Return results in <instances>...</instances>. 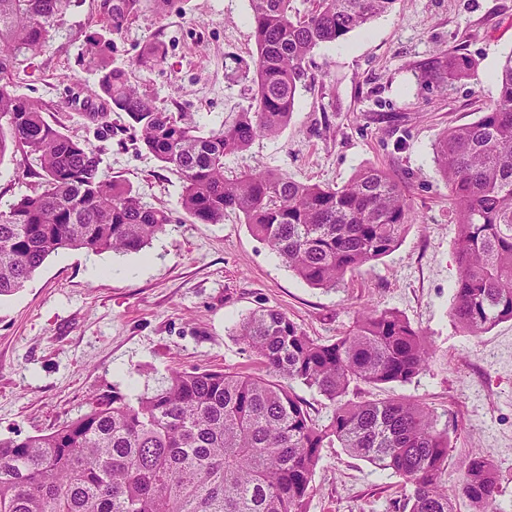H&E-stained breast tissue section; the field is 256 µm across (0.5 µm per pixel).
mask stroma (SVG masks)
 Returning <instances> with one entry per match:
<instances>
[{
  "instance_id": "obj_1",
  "label": "stroma",
  "mask_w": 512,
  "mask_h": 512,
  "mask_svg": "<svg viewBox=\"0 0 512 512\" xmlns=\"http://www.w3.org/2000/svg\"><path fill=\"white\" fill-rule=\"evenodd\" d=\"M104 0H71L47 47L19 62L18 93L42 102L63 132L103 149V166L171 217L142 252L63 249L25 287L0 298V439L48 433L88 411L95 399L152 387L173 370L259 373L257 356L234 333L242 317L271 307L322 342L349 330L366 308L391 309L421 329L433 351L428 369L352 400L402 397L427 407L448 431L443 487L455 512L461 468L484 450L497 470L499 512H512V321L479 336L451 316L457 279L455 215L435 163L447 128L478 118L497 96L496 74L512 53V0H396L392 10L343 39L319 45L288 125L225 157L229 172L255 167L308 183L344 185L360 168L390 171L405 186L416 219L397 248L346 275L339 288L298 278L242 219L195 224L180 205L175 174L135 148L125 113L109 101L113 134L98 139L84 117L99 79L88 40L115 41L131 83L186 119L247 108L255 93L256 45L249 0H173L157 13L141 0L121 36L104 19ZM159 39L161 65L135 57ZM476 63L452 91L424 89L415 73L441 52ZM101 275H91V267ZM402 478L326 448L307 512H402Z\"/></svg>"
}]
</instances>
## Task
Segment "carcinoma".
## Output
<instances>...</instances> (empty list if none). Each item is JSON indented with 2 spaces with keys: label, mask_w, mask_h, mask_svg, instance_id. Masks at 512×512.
<instances>
[{
  "label": "carcinoma",
  "mask_w": 512,
  "mask_h": 512,
  "mask_svg": "<svg viewBox=\"0 0 512 512\" xmlns=\"http://www.w3.org/2000/svg\"><path fill=\"white\" fill-rule=\"evenodd\" d=\"M120 35L141 0H106ZM397 0H250L257 47L253 103L205 131L131 85L125 67L90 44L99 72L89 96L125 113L137 141L177 174L180 205L195 224H244L297 277L336 288L346 274L391 253L414 223L404 187L376 167L343 186L303 183L255 169L227 173L224 158L288 124L312 51L391 11ZM68 0H0V159L21 155L29 191L0 209V297L62 249L137 253L164 231L163 210L142 202L101 166L100 150L50 124L41 103L17 93L19 57L44 49ZM155 41L136 59L163 63ZM475 76L464 54L442 53L417 80L448 90ZM498 95L474 121L449 128L435 147L457 224L454 320L479 335L512 321V54ZM235 335L263 374L173 371L150 391L114 395L44 435L0 439V512H307L324 448L337 446L411 487L409 512H454L441 479L448 429L402 398L353 401L350 388L407 383L428 368L423 333L394 310L367 309L352 329L319 342L284 313L259 309ZM331 402L321 423L292 384ZM498 475L488 455L463 466L458 494L472 512H496Z\"/></svg>",
  "instance_id": "1"
}]
</instances>
